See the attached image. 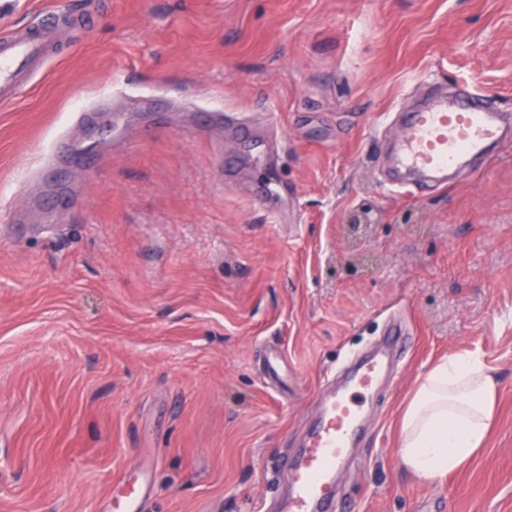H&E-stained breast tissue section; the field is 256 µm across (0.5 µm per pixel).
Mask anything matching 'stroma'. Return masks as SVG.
<instances>
[{
	"instance_id": "35a3bbf8",
	"label": "stroma",
	"mask_w": 512,
	"mask_h": 512,
	"mask_svg": "<svg viewBox=\"0 0 512 512\" xmlns=\"http://www.w3.org/2000/svg\"><path fill=\"white\" fill-rule=\"evenodd\" d=\"M48 11L60 51L0 101V512H113L140 481V512H275L277 460L396 313L336 512H512V144L413 196L377 149L433 89L512 114V0H0V32ZM221 112L271 124L277 163ZM464 352L496 420L428 485L401 410Z\"/></svg>"
}]
</instances>
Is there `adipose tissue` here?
Returning a JSON list of instances; mask_svg holds the SVG:
<instances>
[{
    "label": "adipose tissue",
    "mask_w": 512,
    "mask_h": 512,
    "mask_svg": "<svg viewBox=\"0 0 512 512\" xmlns=\"http://www.w3.org/2000/svg\"><path fill=\"white\" fill-rule=\"evenodd\" d=\"M498 380L478 355L440 358L417 383L402 412V465L438 484L484 449L496 418Z\"/></svg>",
    "instance_id": "ef3b65f1"
}]
</instances>
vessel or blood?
Segmentation results:
<instances>
[{"instance_id": "1", "label": "vessel or blood", "mask_w": 512, "mask_h": 512, "mask_svg": "<svg viewBox=\"0 0 512 512\" xmlns=\"http://www.w3.org/2000/svg\"><path fill=\"white\" fill-rule=\"evenodd\" d=\"M55 17L0 41V98L14 97L36 63L60 42ZM512 142V127L468 86L435 95L402 116V133L390 149L394 193L414 194L447 186L468 170L473 159ZM381 361L362 365L346 390L327 395L320 418L307 433L304 448L285 460L291 486L283 512H335L336 471L362 432V401L379 377Z\"/></svg>"}]
</instances>
